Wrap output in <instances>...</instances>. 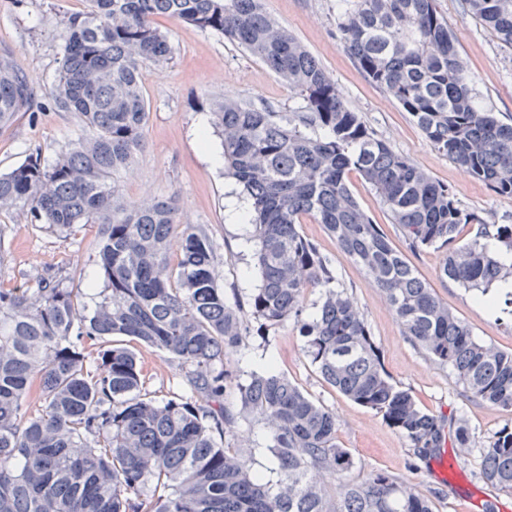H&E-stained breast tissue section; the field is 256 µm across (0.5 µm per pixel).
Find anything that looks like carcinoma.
Segmentation results:
<instances>
[{"mask_svg": "<svg viewBox=\"0 0 512 512\" xmlns=\"http://www.w3.org/2000/svg\"><path fill=\"white\" fill-rule=\"evenodd\" d=\"M464 2L512 47V0ZM340 9L343 47L428 145L512 196V123L480 101L436 0H342ZM160 18L240 45L301 100L292 112L211 101L224 173L246 195L257 241L250 316L260 329L294 323L323 379L381 413L415 456L435 454L448 435L471 447L463 421L422 409L391 382L357 302L336 288L332 262L300 233L308 219L364 269L429 360L451 368L471 398L512 410V351L475 339L359 206L349 174L376 192L410 249L445 251L441 276L492 307L501 296L512 304V261L490 254L485 241L512 256V224L464 208L376 137L261 0H87L66 19L51 91L57 111L77 116L79 132L53 161L32 153L0 174V211L22 210L63 238L100 225L104 288L91 308L61 280L0 284V512H434L430 498L387 472L353 474L334 414L274 363L236 383V407L225 404L234 379L227 360L246 326L243 309L215 281L213 240L203 227L179 223L176 197L129 201L121 189L145 147L142 68L172 54ZM33 106L24 74L0 54V127ZM314 286L325 294L309 320L303 296ZM88 341L96 354L84 352ZM135 343L177 362L191 395L158 400L146 392ZM242 420L269 429L268 477L229 446ZM480 468L512 491V422L482 450Z\"/></svg>", "mask_w": 512, "mask_h": 512, "instance_id": "obj_1", "label": "carcinoma"}]
</instances>
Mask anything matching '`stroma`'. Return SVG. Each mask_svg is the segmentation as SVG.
<instances>
[{
    "mask_svg": "<svg viewBox=\"0 0 512 512\" xmlns=\"http://www.w3.org/2000/svg\"><path fill=\"white\" fill-rule=\"evenodd\" d=\"M262 5L317 58L350 110L378 137L448 185L463 206L489 221L512 224V197L496 194L434 151L407 112L342 48L336 31V0H262ZM84 8V0H0V50L12 54L37 102L35 111L19 113L11 125L0 128V173L37 151L53 159L75 137L77 117L54 110L50 91L66 35L65 20ZM439 8L461 57L477 77L476 90L483 104L504 122H511L512 49L502 46L495 33L467 11L464 0H439ZM158 25L169 36L172 57L142 71L150 105L145 148L124 179L123 194L129 200L177 195L180 222L207 229L216 245V281L229 301L243 305L259 284L253 228L228 221L231 202H244L245 197L234 180L206 161L196 135L198 116L208 113L213 98L241 99L276 112L294 110L299 100L287 82L224 37L163 18ZM349 186L361 208L394 247L407 251L420 278L472 328L475 337L512 351V316L489 310L474 292L443 279L439 272L443 251L408 252L389 212L358 174H350ZM299 230L332 259L337 285L357 302L392 382L411 391L423 408L462 418L473 445L463 450L450 443L440 454L416 457L381 413L356 404L323 380L304 351L303 338L289 322L261 334L254 320H247V333L233 355L241 379L275 359L280 371L335 415L337 442L351 452L357 472L382 470L400 477L433 501L434 512H512V492L494 489L480 475V453L504 424L512 422V411L472 400L450 368L428 360L404 336L379 289L360 266L339 252L323 225L308 222ZM99 236V226L88 224L61 238L27 223L19 211L2 212L0 282L32 288L41 280L63 278L82 291L102 288L104 277L96 263ZM137 352L146 391L160 400L188 395L183 373L171 359L143 346ZM233 444L252 470L265 472L271 467L268 434L262 424L240 423Z\"/></svg>",
    "mask_w": 512,
    "mask_h": 512,
    "instance_id": "obj_1",
    "label": "stroma"
}]
</instances>
